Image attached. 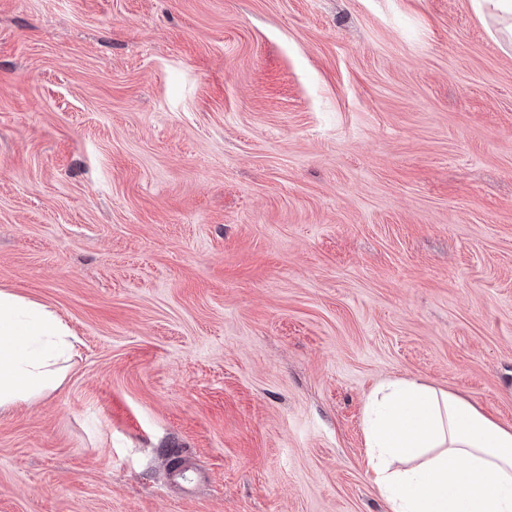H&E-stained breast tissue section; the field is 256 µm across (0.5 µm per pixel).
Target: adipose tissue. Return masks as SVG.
Segmentation results:
<instances>
[{"mask_svg":"<svg viewBox=\"0 0 512 512\" xmlns=\"http://www.w3.org/2000/svg\"><path fill=\"white\" fill-rule=\"evenodd\" d=\"M77 353L45 306L0 289V411L63 382ZM366 466L387 512H512V429L416 378L380 382L363 409Z\"/></svg>","mask_w":512,"mask_h":512,"instance_id":"ef3b65f1","label":"adipose tissue"}]
</instances>
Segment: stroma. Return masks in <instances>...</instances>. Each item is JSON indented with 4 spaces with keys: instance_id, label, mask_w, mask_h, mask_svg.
<instances>
[{
    "instance_id": "1",
    "label": "stroma",
    "mask_w": 512,
    "mask_h": 512,
    "mask_svg": "<svg viewBox=\"0 0 512 512\" xmlns=\"http://www.w3.org/2000/svg\"><path fill=\"white\" fill-rule=\"evenodd\" d=\"M1 288L81 346L0 414V512H387L377 383L512 428V39L472 0H0Z\"/></svg>"
}]
</instances>
